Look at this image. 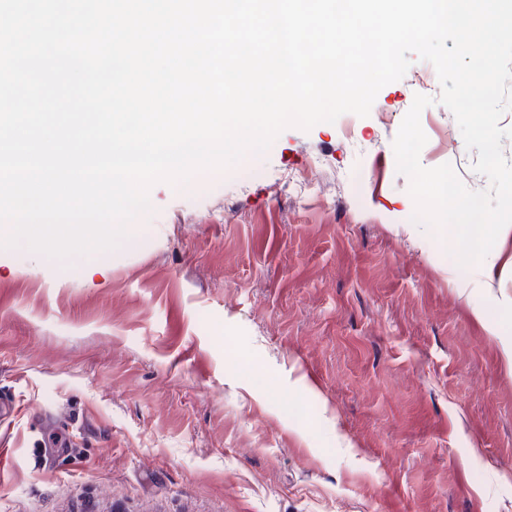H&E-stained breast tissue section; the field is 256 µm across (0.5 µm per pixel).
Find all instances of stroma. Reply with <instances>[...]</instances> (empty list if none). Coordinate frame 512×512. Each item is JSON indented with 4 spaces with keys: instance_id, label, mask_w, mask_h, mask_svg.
I'll return each mask as SVG.
<instances>
[{
    "instance_id": "35a3bbf8",
    "label": "stroma",
    "mask_w": 512,
    "mask_h": 512,
    "mask_svg": "<svg viewBox=\"0 0 512 512\" xmlns=\"http://www.w3.org/2000/svg\"><path fill=\"white\" fill-rule=\"evenodd\" d=\"M421 74V164L489 190L415 58L369 116L154 184L116 249H0V512H512V224L476 272L413 222ZM494 303L500 307L510 317V329L505 330L503 328L490 329L491 336L497 341L500 350L502 361L505 370L508 374L512 375V297L502 296L500 298L495 297Z\"/></svg>"
}]
</instances>
